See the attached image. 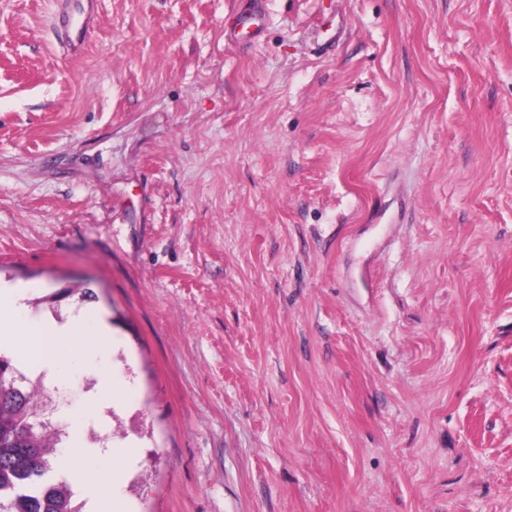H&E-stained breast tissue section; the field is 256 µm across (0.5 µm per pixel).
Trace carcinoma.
Segmentation results:
<instances>
[{
  "label": "carcinoma",
  "instance_id": "1",
  "mask_svg": "<svg viewBox=\"0 0 512 512\" xmlns=\"http://www.w3.org/2000/svg\"><path fill=\"white\" fill-rule=\"evenodd\" d=\"M22 377L0 355V512H80L71 486L57 477L64 434L39 420V387Z\"/></svg>",
  "mask_w": 512,
  "mask_h": 512
}]
</instances>
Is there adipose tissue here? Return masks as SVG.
I'll use <instances>...</instances> for the list:
<instances>
[{
    "mask_svg": "<svg viewBox=\"0 0 512 512\" xmlns=\"http://www.w3.org/2000/svg\"><path fill=\"white\" fill-rule=\"evenodd\" d=\"M109 336L107 325L91 324L84 312L73 316L63 325L53 321L28 325L23 295L14 291H0V353L10 352L14 340H22L26 358L37 370L54 373V356L64 347L105 349Z\"/></svg>",
    "mask_w": 512,
    "mask_h": 512,
    "instance_id": "obj_1",
    "label": "adipose tissue"
}]
</instances>
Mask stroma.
I'll return each mask as SVG.
<instances>
[{"mask_svg": "<svg viewBox=\"0 0 512 512\" xmlns=\"http://www.w3.org/2000/svg\"><path fill=\"white\" fill-rule=\"evenodd\" d=\"M251 4L74 54L0 0V286L112 328L51 418L125 463L58 455L110 512H512V0ZM64 467L70 474L75 476L78 487L85 492L90 509L88 512H104L102 507V493L97 488L92 487V481L79 467L77 456H71L65 460Z\"/></svg>", "mask_w": 512, "mask_h": 512, "instance_id": "35a3bbf8", "label": "stroma"}]
</instances>
